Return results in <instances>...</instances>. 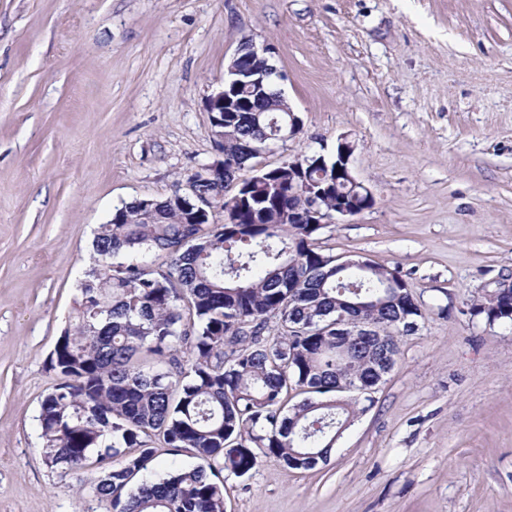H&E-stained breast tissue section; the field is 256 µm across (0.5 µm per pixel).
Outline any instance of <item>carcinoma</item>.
<instances>
[{
    "mask_svg": "<svg viewBox=\"0 0 512 512\" xmlns=\"http://www.w3.org/2000/svg\"><path fill=\"white\" fill-rule=\"evenodd\" d=\"M274 93L270 83L233 92L244 105L224 113L232 132L224 153L241 169L287 118L267 111ZM307 171L327 212L339 198L363 206L318 161ZM296 193L284 161L224 196L209 224L189 223L194 210L165 198L125 204L99 226L98 267L81 281L72 324L49 354L60 383L38 421L44 459L61 474L84 473L93 458L114 462L89 482L105 512H224L226 471L245 476L264 458L291 470L327 463L336 431L361 412L358 394L381 382L383 351L394 367L398 338L423 317L406 280L374 261L336 268L315 245L325 225L288 223ZM159 252L169 256L163 269ZM341 313L369 325L370 336L336 333ZM471 314L511 323L512 290ZM292 386L308 397L288 404ZM155 436L195 462L138 481L155 460Z\"/></svg>",
    "mask_w": 512,
    "mask_h": 512,
    "instance_id": "obj_1",
    "label": "carcinoma"
}]
</instances>
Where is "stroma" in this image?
Masks as SVG:
<instances>
[{
	"label": "stroma",
	"instance_id": "35a3bbf8",
	"mask_svg": "<svg viewBox=\"0 0 512 512\" xmlns=\"http://www.w3.org/2000/svg\"><path fill=\"white\" fill-rule=\"evenodd\" d=\"M271 47L302 133L258 165L355 146L375 205L321 230L420 304L327 464L262 460L226 512H512V0H0V512H83L37 416L47 358L112 211L218 159L208 97L240 39ZM498 289L511 288L512 282L503 280L497 284ZM502 292L494 297L489 295L480 304L471 307V313L475 316H483L490 324L512 322V290Z\"/></svg>",
	"mask_w": 512,
	"mask_h": 512
}]
</instances>
